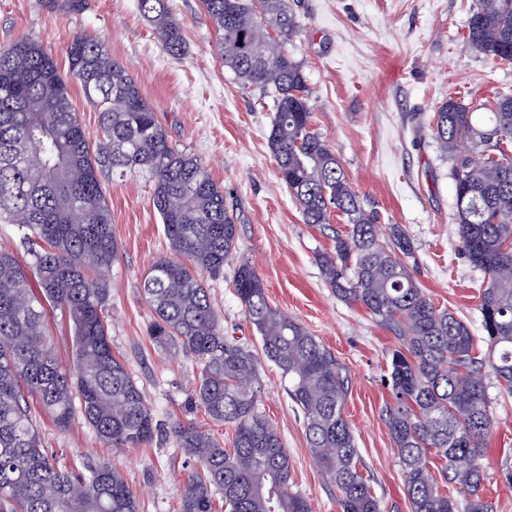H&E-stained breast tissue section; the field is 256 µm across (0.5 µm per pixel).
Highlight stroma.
<instances>
[{
    "instance_id": "35a3bbf8",
    "label": "stroma",
    "mask_w": 512,
    "mask_h": 512,
    "mask_svg": "<svg viewBox=\"0 0 512 512\" xmlns=\"http://www.w3.org/2000/svg\"><path fill=\"white\" fill-rule=\"evenodd\" d=\"M476 0H288L300 31L288 49L303 66L312 127L340 160L366 208L376 212L378 237L403 227L416 248L413 274L436 306L465 320L482 337L480 290L484 275L462 255L454 220L452 163L442 157L427 121L445 99L472 105L512 91V63L493 62L464 46ZM187 42L169 56L140 14L137 0H0V46L26 37L66 65L78 35L104 43L137 81L169 141L197 156L224 188L238 225L235 262L252 261L267 299L306 327L343 366L349 378L344 415L353 427L363 473L384 512H411L397 450L381 417L390 402L384 383L387 355L397 341L358 305L336 299L317 256L333 242L304 224L277 173L267 145L274 116L271 96L247 87L220 64L216 34L201 0H170ZM119 257L107 271L112 351L141 389L156 426L142 448L105 445L82 416L58 429L40 406L32 417L46 450L67 463L116 465L136 493L141 512H179L187 458L172 433L190 423L231 443L230 426L212 421L191 399L202 368L190 353L172 354L150 338L154 314L141 293L153 262L170 255L145 175L106 185ZM233 264L211 286L224 334L258 349L260 339L232 285ZM491 430L484 495L496 512H512V482L498 473L512 456V397L486 377ZM287 382L261 360L257 406L290 457L295 490L313 512H337L336 490L315 464L303 417L286 393Z\"/></svg>"
}]
</instances>
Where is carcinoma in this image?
Here are the masks:
<instances>
[{"mask_svg": "<svg viewBox=\"0 0 512 512\" xmlns=\"http://www.w3.org/2000/svg\"><path fill=\"white\" fill-rule=\"evenodd\" d=\"M164 50L187 46L169 0H137ZM217 33L218 58L245 85L273 91L267 136L282 181L303 222L333 234L318 255L329 288L361 305L398 341L382 419L397 449L411 512H494L483 497L490 434L485 377L512 395V95L488 112L453 98L429 122L431 138L452 161L461 251L485 274L480 312L486 350L470 327L426 296L410 271L415 247L398 225L378 240L376 218L351 186L324 137L312 129L302 65L288 50L300 25L288 0H202ZM466 44L492 61L512 62V0H476ZM62 73L42 44L0 47V223L23 232L28 260L0 250V512H139V500L109 463L84 470L49 455L32 419L36 400L60 429L75 411L113 448L153 439L143 393L112 353L105 306L110 282L92 280L119 255L105 182L146 173L153 203L176 259L158 258L142 286L160 346L198 357L191 398L211 419L233 427L232 447L195 426L173 427L191 464L179 512H312L293 490L291 460L258 411L259 358L224 338L210 282L236 253L238 225L224 189L193 154L168 140L129 70L84 35L67 47ZM98 114L96 131L79 119L69 78ZM348 229L330 224L331 212ZM233 285L261 340L263 356L288 381L301 410L309 451L336 487L339 512H381L360 472L359 450L344 416L343 369L316 336L272 307L254 265L241 261ZM59 309L75 337V371L56 354L47 324Z\"/></svg>", "mask_w": 512, "mask_h": 512, "instance_id": "obj_1", "label": "carcinoma"}]
</instances>
